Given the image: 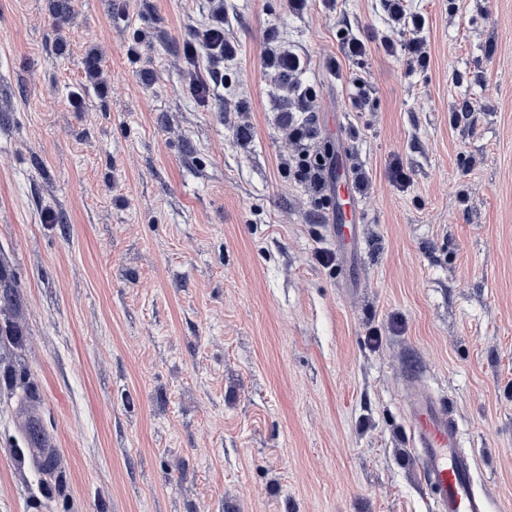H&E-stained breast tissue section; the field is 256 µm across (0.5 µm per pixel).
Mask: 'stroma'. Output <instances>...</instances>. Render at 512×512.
<instances>
[{"mask_svg":"<svg viewBox=\"0 0 512 512\" xmlns=\"http://www.w3.org/2000/svg\"><path fill=\"white\" fill-rule=\"evenodd\" d=\"M57 2L0 0V512H430L417 385L512 512V0H407L422 62L386 0H224L206 105L207 0ZM276 44L364 179L347 248L279 167ZM209 22L197 29L184 45L187 58L185 87L203 105L209 102L224 82V62H232L236 52L224 40V1L210 0ZM205 60V66L200 61Z\"/></svg>","mask_w":512,"mask_h":512,"instance_id":"obj_1","label":"stroma"}]
</instances>
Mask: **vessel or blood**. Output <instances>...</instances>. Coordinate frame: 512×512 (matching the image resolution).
I'll return each mask as SVG.
<instances>
[{
    "instance_id": "obj_1",
    "label": "vessel or blood",
    "mask_w": 512,
    "mask_h": 512,
    "mask_svg": "<svg viewBox=\"0 0 512 512\" xmlns=\"http://www.w3.org/2000/svg\"><path fill=\"white\" fill-rule=\"evenodd\" d=\"M339 205L346 221L333 225L332 231L345 244L350 240L349 227L358 216L352 195H344ZM408 425L418 450L420 472L435 491L434 512H489V498L475 487L473 458L461 448L446 404L415 392L408 401Z\"/></svg>"
}]
</instances>
